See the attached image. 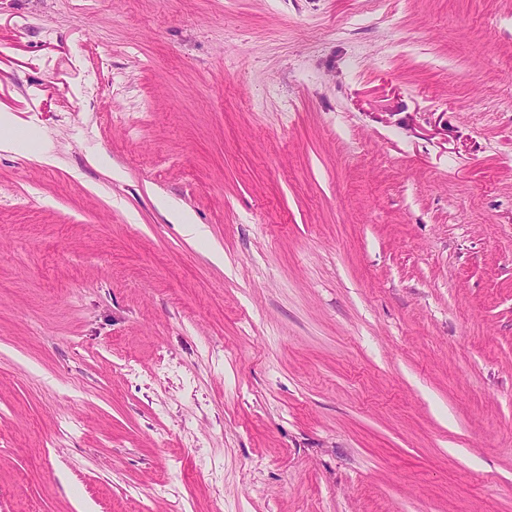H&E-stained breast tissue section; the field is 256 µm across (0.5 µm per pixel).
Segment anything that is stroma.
Here are the masks:
<instances>
[{"mask_svg": "<svg viewBox=\"0 0 512 512\" xmlns=\"http://www.w3.org/2000/svg\"><path fill=\"white\" fill-rule=\"evenodd\" d=\"M1 113L0 512H512V0H0Z\"/></svg>", "mask_w": 512, "mask_h": 512, "instance_id": "obj_1", "label": "stroma"}]
</instances>
